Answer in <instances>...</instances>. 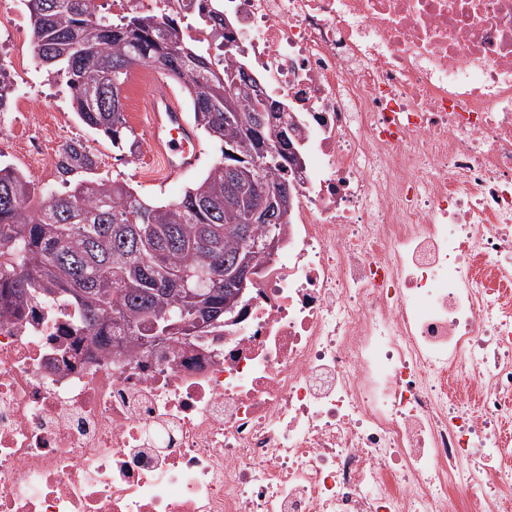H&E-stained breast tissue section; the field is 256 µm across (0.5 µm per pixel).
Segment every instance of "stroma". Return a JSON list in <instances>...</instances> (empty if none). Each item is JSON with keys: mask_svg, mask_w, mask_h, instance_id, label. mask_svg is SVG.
<instances>
[{"mask_svg": "<svg viewBox=\"0 0 512 512\" xmlns=\"http://www.w3.org/2000/svg\"><path fill=\"white\" fill-rule=\"evenodd\" d=\"M20 36L0 43V62L10 68L14 83H27L26 100L12 98L8 111L0 112V161L29 175L44 192L63 190L57 168V154L67 142L81 143L93 156L95 178L127 182L140 196L153 202L178 198L196 178L219 161L218 145L202 139L204 149L197 168L174 181L162 180L160 162L153 153L140 103L150 85L142 81L144 66L130 68L122 88V103L127 124L138 146L135 153L118 151L111 141L84 125L74 112L70 93L61 81L48 77L35 57L30 36L25 0H16L13 14ZM31 128L43 137L44 154L34 159L20 142L21 131Z\"/></svg>", "mask_w": 512, "mask_h": 512, "instance_id": "stroma-1", "label": "stroma"}]
</instances>
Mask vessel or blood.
<instances>
[{"mask_svg": "<svg viewBox=\"0 0 512 512\" xmlns=\"http://www.w3.org/2000/svg\"><path fill=\"white\" fill-rule=\"evenodd\" d=\"M142 110L152 149L163 162L167 180L177 179L196 167L202 158V145L184 120L181 106L164 79H157L143 98Z\"/></svg>", "mask_w": 512, "mask_h": 512, "instance_id": "1", "label": "vessel or blood"}]
</instances>
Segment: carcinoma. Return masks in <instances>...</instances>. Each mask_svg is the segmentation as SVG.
Returning <instances> with one entry per match:
<instances>
[{
	"instance_id": "cac0c4a2",
	"label": "carcinoma",
	"mask_w": 512,
	"mask_h": 512,
	"mask_svg": "<svg viewBox=\"0 0 512 512\" xmlns=\"http://www.w3.org/2000/svg\"><path fill=\"white\" fill-rule=\"evenodd\" d=\"M31 41L47 74L63 78L78 118L123 149L129 128L114 82L135 65L158 66L184 95L193 126L219 145L241 140L254 126L253 90L243 86L224 103L219 64L224 12L209 0L197 8L196 35L184 33L180 13L135 11L116 21L95 18V0H26ZM13 82L0 63V112ZM235 113L233 122L224 118ZM282 132L267 125L251 139L257 152ZM61 173H89L95 162L82 146L60 152ZM264 203L253 187L231 189L224 161L210 166L183 194L165 203L141 199L125 182L79 179L46 194L29 176L0 166V316L24 315L36 304L72 310L69 336L89 334L101 348L134 341L144 325L184 322L196 329L194 309L175 305L181 290L205 289L200 304L218 315L209 332L224 335V273L245 254L241 228L251 237L265 225L249 223Z\"/></svg>"
}]
</instances>
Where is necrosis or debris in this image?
Here are the masks:
<instances>
[{
  "instance_id": "1",
  "label": "necrosis or debris",
  "mask_w": 512,
  "mask_h": 512,
  "mask_svg": "<svg viewBox=\"0 0 512 512\" xmlns=\"http://www.w3.org/2000/svg\"><path fill=\"white\" fill-rule=\"evenodd\" d=\"M307 155L221 350L0 318V512H512V0H220Z\"/></svg>"
}]
</instances>
